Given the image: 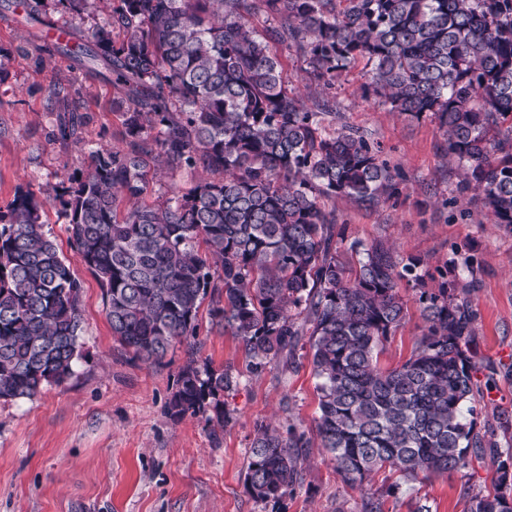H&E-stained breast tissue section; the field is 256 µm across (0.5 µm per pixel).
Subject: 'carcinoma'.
Instances as JSON below:
<instances>
[{
  "label": "carcinoma",
  "instance_id": "cac0c4a2",
  "mask_svg": "<svg viewBox=\"0 0 512 512\" xmlns=\"http://www.w3.org/2000/svg\"><path fill=\"white\" fill-rule=\"evenodd\" d=\"M98 0H54L60 16ZM92 41L67 28L66 50L112 71L131 109L124 146L99 147L58 200L80 261L104 292L112 336L159 364L211 324L240 341L254 372L309 362L320 380L316 434L341 477L361 484L382 468L406 479L442 475L489 452L493 491L469 512H512V451L477 429L479 364L473 349V281L437 270L420 288L421 260L384 241L363 248L355 275L338 244L344 227L321 201L377 204L398 194L402 173L359 130L333 132L335 104L308 105L288 88L270 43L295 47L309 80L327 90L359 61L365 95L401 114L433 117L445 152L463 164L456 191L474 193L512 226V0H109ZM261 13L276 26L258 35ZM81 117L60 122L77 138ZM218 173L187 193L149 204V170ZM41 204L20 191L0 210V400L31 398L73 374L81 283L44 230ZM419 288L425 323L411 356L383 369L378 356L405 320L403 285ZM231 367L180 370L174 418L212 412L231 421ZM294 425L259 426L245 486L280 503L301 479Z\"/></svg>",
  "mask_w": 512,
  "mask_h": 512
}]
</instances>
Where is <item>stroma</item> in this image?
Here are the masks:
<instances>
[{"mask_svg":"<svg viewBox=\"0 0 512 512\" xmlns=\"http://www.w3.org/2000/svg\"><path fill=\"white\" fill-rule=\"evenodd\" d=\"M24 17L23 0H0V208L21 187L42 203L45 229L81 282L82 320L68 380L31 398L0 400V512H361L370 497L382 501L383 512H412L418 501L431 512H467L470 498L490 490L496 477L489 456L426 480L408 482L383 470L363 485L347 483L316 435L318 380L309 363L283 375L249 372L241 344L213 329L207 312L199 314L198 336L176 344L160 366L134 359L114 339L101 284L72 248L55 195L91 150L121 145L119 114L128 104L111 77L72 56L55 52L38 64L47 29ZM365 71L357 64L333 89L315 85L308 93L335 101L339 123L378 143L382 159L403 175L399 196L375 206L326 200L346 227L340 250L381 239L429 270L454 252L475 254L473 271L462 274L475 283V417L481 426L512 420V228L457 194L461 167L448 160L436 120L393 112L365 96ZM62 80L64 100L51 93ZM70 101L79 102L85 122L78 139L61 141L54 131ZM203 176L200 169L160 170L148 198L184 193ZM402 295L406 319L379 356L384 368L410 357L423 327L418 290L407 286ZM191 356L237 374V387L224 396L227 427L203 414L170 416L168 401ZM269 422L295 424L309 439L300 451L301 481L276 508L244 487L254 429Z\"/></svg>","mask_w":512,"mask_h":512,"instance_id":"35a3bbf8","label":"stroma"}]
</instances>
